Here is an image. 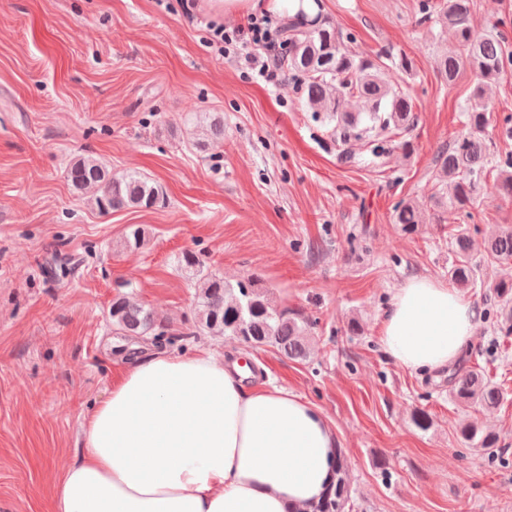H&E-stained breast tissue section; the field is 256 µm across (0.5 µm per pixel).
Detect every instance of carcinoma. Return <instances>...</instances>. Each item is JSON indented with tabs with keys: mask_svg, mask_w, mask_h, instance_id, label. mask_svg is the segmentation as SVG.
Masks as SVG:
<instances>
[{
	"mask_svg": "<svg viewBox=\"0 0 512 512\" xmlns=\"http://www.w3.org/2000/svg\"><path fill=\"white\" fill-rule=\"evenodd\" d=\"M419 24H434L454 31L458 49L438 60V69L452 85L461 72L469 69L479 79L466 109L467 124L472 132L454 140L439 156L438 177L449 184L451 195L446 212L449 220L473 202L486 171L487 145L480 132L488 123L484 99L485 86L501 80L512 64L508 29L512 19L501 17L487 34L476 35L469 25L470 0H420ZM283 66L301 84L306 104L315 113L335 123L336 138L347 143L362 140L370 132L381 130L398 134L415 121L414 101L398 83L382 61V57L356 58L348 50L354 36H342L318 12L314 16L300 13L282 25ZM497 184L501 193L512 195V152L496 162ZM73 188L92 192L90 205L101 214L123 209L152 208L164 201L160 185L135 173L117 174L91 157L75 160L67 171ZM423 203L401 200L394 206L395 223L403 230L415 231L422 223ZM146 230L132 226L121 245L138 250L146 246ZM455 261L448 270L459 288L474 286L475 266L472 261L474 241L466 230H456L452 237ZM483 252L491 262L512 261V225L503 224L484 238ZM180 267L196 288V323L199 330L213 336H232L255 347L271 346L284 357L305 360L310 354L309 336L312 323L286 307L276 305L259 286L254 276L234 284L208 270L194 252L183 253ZM112 326L124 336L164 335L163 322L153 310L130 293L112 299ZM448 384L455 400L462 406L499 404L502 393L498 386L478 369L453 371ZM463 441L480 448L497 447L494 435L483 431L475 421L460 428ZM350 477L342 453H337L332 482L317 501L296 512H345L350 498Z\"/></svg>",
	"mask_w": 512,
	"mask_h": 512,
	"instance_id": "1",
	"label": "carcinoma"
}]
</instances>
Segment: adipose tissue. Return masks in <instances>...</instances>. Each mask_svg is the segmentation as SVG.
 I'll return each instance as SVG.
<instances>
[{
  "instance_id": "ef3b65f1",
  "label": "adipose tissue",
  "mask_w": 512,
  "mask_h": 512,
  "mask_svg": "<svg viewBox=\"0 0 512 512\" xmlns=\"http://www.w3.org/2000/svg\"><path fill=\"white\" fill-rule=\"evenodd\" d=\"M479 322L470 300L428 278L394 293L380 336L412 371L452 367ZM248 367L206 350L136 357L90 412L51 512H288L332 475L336 430L313 403L252 386Z\"/></svg>"
}]
</instances>
